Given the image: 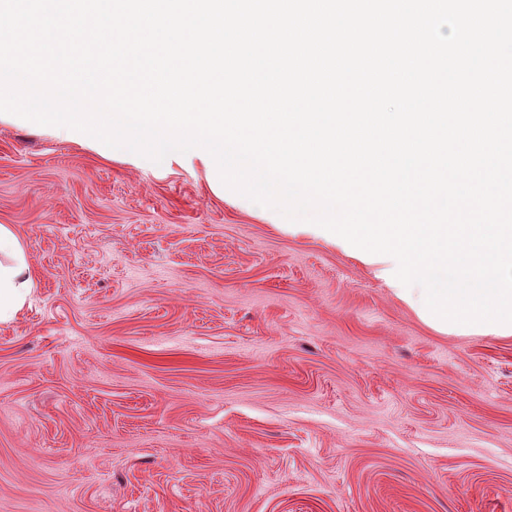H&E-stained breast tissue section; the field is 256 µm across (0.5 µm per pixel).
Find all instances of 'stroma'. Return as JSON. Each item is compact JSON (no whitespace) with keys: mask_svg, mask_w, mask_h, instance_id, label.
Listing matches in <instances>:
<instances>
[{"mask_svg":"<svg viewBox=\"0 0 512 512\" xmlns=\"http://www.w3.org/2000/svg\"><path fill=\"white\" fill-rule=\"evenodd\" d=\"M0 512H512V337L441 333L322 232L0 123ZM34 270L14 228L0 224V323L14 321L35 288Z\"/></svg>","mask_w":512,"mask_h":512,"instance_id":"35a3bbf8","label":"stroma"}]
</instances>
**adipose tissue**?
I'll list each match as a JSON object with an SVG mask.
<instances>
[{
	"label": "adipose tissue",
	"instance_id": "ef3b65f1",
	"mask_svg": "<svg viewBox=\"0 0 512 512\" xmlns=\"http://www.w3.org/2000/svg\"><path fill=\"white\" fill-rule=\"evenodd\" d=\"M35 286L21 239L11 225L0 224V323L17 318Z\"/></svg>",
	"mask_w": 512,
	"mask_h": 512
}]
</instances>
